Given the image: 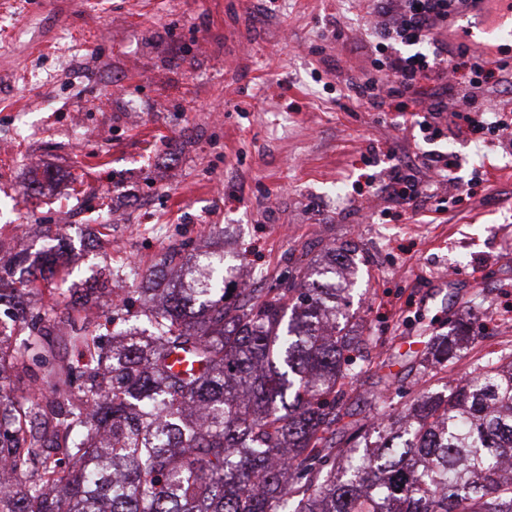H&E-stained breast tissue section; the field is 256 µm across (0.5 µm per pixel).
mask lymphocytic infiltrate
I'll list each match as a JSON object with an SVG mask.
<instances>
[{
	"instance_id": "1",
	"label": "lymphocytic infiltrate",
	"mask_w": 512,
	"mask_h": 512,
	"mask_svg": "<svg viewBox=\"0 0 512 512\" xmlns=\"http://www.w3.org/2000/svg\"><path fill=\"white\" fill-rule=\"evenodd\" d=\"M459 0H378L375 26L376 52L380 56L378 74L356 82L360 99L380 110L387 98L410 95L423 104L425 114L418 127L424 140H434L442 130L436 123L441 112L452 119H464L470 140L475 146L501 144L512 153V116L505 111L503 100L512 95V64L488 61L472 55L469 46L461 44L449 50L440 35L447 27L448 16ZM472 57V77H457L459 61ZM499 85L501 102L487 99V83ZM458 100L449 109V100Z\"/></svg>"
}]
</instances>
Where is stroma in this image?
Listing matches in <instances>:
<instances>
[{
  "label": "stroma",
  "instance_id": "stroma-1",
  "mask_svg": "<svg viewBox=\"0 0 512 512\" xmlns=\"http://www.w3.org/2000/svg\"><path fill=\"white\" fill-rule=\"evenodd\" d=\"M373 0H0V240L26 227L38 252L69 246L30 309L49 311L50 350L78 355L59 328L71 295L117 286L173 247L223 253L257 287L351 243L346 309L372 339L369 390L389 352L425 358L423 332L473 322L476 341L448 371L415 366L390 392L401 408L444 391L486 354L512 352V155L475 148L449 126L420 137L405 96L357 99L374 70ZM342 30L336 42L333 30ZM96 130L77 143L75 122ZM451 151L460 185L416 163ZM428 186L419 210L384 192L393 161ZM343 186V199L333 190ZM111 222L109 236L99 226ZM432 318L430 329L415 323Z\"/></svg>",
  "mask_w": 512,
  "mask_h": 512
}]
</instances>
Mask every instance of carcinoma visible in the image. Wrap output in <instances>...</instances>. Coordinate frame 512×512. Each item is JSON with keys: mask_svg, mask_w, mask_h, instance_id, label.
Wrapping results in <instances>:
<instances>
[{"mask_svg": "<svg viewBox=\"0 0 512 512\" xmlns=\"http://www.w3.org/2000/svg\"><path fill=\"white\" fill-rule=\"evenodd\" d=\"M13 254L0 306L20 330L0 331V369L44 367L48 387L17 397L0 376V512H512V355L485 356L447 392L396 410L392 373L363 400L348 391L371 342L344 320L348 288L336 258L269 288H224V256L179 267L164 288H96L71 319L70 346L46 351V315L23 307L42 265ZM440 344L446 368L467 325ZM370 445H361L368 433Z\"/></svg>", "mask_w": 512, "mask_h": 512, "instance_id": "1", "label": "carcinoma"}]
</instances>
